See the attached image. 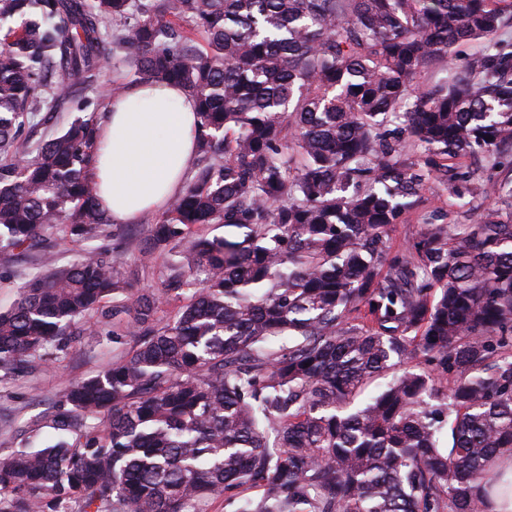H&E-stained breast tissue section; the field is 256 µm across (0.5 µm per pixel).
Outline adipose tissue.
Wrapping results in <instances>:
<instances>
[{"label": "adipose tissue", "mask_w": 512, "mask_h": 512, "mask_svg": "<svg viewBox=\"0 0 512 512\" xmlns=\"http://www.w3.org/2000/svg\"><path fill=\"white\" fill-rule=\"evenodd\" d=\"M195 100L183 88L141 82L110 96L90 178L101 209L130 224L166 208L195 157Z\"/></svg>", "instance_id": "obj_1"}]
</instances>
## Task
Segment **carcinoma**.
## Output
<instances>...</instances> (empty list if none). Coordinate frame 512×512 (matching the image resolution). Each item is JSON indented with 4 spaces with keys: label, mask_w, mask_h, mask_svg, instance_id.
Here are the masks:
<instances>
[{
    "label": "carcinoma",
    "mask_w": 512,
    "mask_h": 512,
    "mask_svg": "<svg viewBox=\"0 0 512 512\" xmlns=\"http://www.w3.org/2000/svg\"><path fill=\"white\" fill-rule=\"evenodd\" d=\"M15 18L0 44V251L110 224L89 178L94 116L33 155L23 135L70 99L52 90L113 54L130 67L113 93L153 80L195 98L201 167L140 248L148 263L188 245L158 294L94 250L0 311V379L67 350L109 298L107 335L135 342L69 383L57 442L0 448V512H203L216 497L234 512H493L492 494L506 512L507 467L488 473L512 452V213L391 241L437 169L453 195L512 207L511 179L444 164L497 167L512 150V41L497 37L512 0H0V23ZM477 40L470 65L418 83ZM165 301L180 303L172 319ZM448 165L453 166L459 172H474L476 177H480L479 182L491 180H500L503 178L512 179V166L505 165L491 168L482 155L466 156L461 159L449 160Z\"/></svg>",
    "instance_id": "1"
}]
</instances>
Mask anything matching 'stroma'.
Listing matches in <instances>:
<instances>
[{"label": "stroma", "instance_id": "1", "mask_svg": "<svg viewBox=\"0 0 512 512\" xmlns=\"http://www.w3.org/2000/svg\"><path fill=\"white\" fill-rule=\"evenodd\" d=\"M125 72L121 58H109L92 82L75 80L72 91L89 100L96 114H103L113 84ZM493 205V199L483 196L457 198L449 194L439 175H432L423 186L419 202L397 225L393 244L398 247L418 239L424 229L423 220L429 215H436L443 224H472L480 211ZM154 220V214L149 213L133 224L114 223L98 237L81 242L66 239L62 229L54 228L45 234L44 249L0 251V310L14 303L22 284L43 272L45 256H52L56 265L67 266L76 262L83 251L98 247L111 249L125 281L132 287L157 291L168 274L165 256H157L147 265L138 260L139 246ZM131 349V343L115 344L108 336L88 333L78 346L60 353L51 366L0 383V448L18 447L23 430H35L41 438L52 439L53 431L44 427L43 417L55 411L66 386L96 373Z\"/></svg>", "mask_w": 512, "mask_h": 512}]
</instances>
